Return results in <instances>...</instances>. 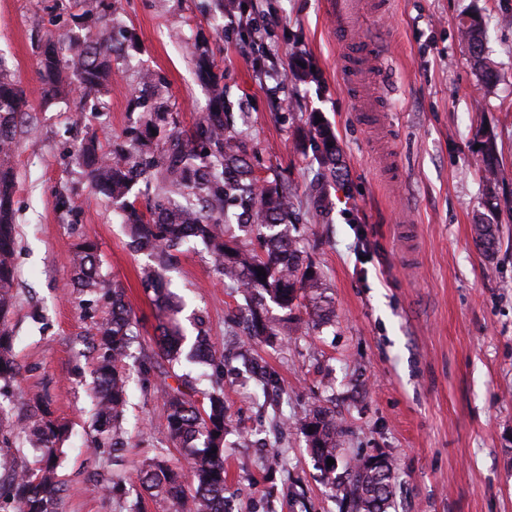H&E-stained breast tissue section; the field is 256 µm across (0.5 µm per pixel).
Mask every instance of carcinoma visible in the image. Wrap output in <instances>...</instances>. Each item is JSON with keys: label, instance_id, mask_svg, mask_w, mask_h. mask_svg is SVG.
I'll return each instance as SVG.
<instances>
[{"label": "carcinoma", "instance_id": "1", "mask_svg": "<svg viewBox=\"0 0 512 512\" xmlns=\"http://www.w3.org/2000/svg\"><path fill=\"white\" fill-rule=\"evenodd\" d=\"M78 5L85 35L59 33L50 37L38 70L44 96L52 97L69 87V73L84 100H93L91 106L78 110L75 124L80 125L87 111H100V97L118 72L113 62L138 44V36L130 29L126 42L112 43L110 0H78ZM469 18V27L461 24L459 30L464 40L478 45L483 41L482 20L473 14ZM192 54L198 77L210 85L212 96L208 112L191 129H180L162 90L165 77L147 71L140 76L134 99L136 107L142 109L139 122L113 137L106 148L95 134L83 137L74 148L75 160L91 190L115 206L131 245L150 253V263L142 267L141 283L155 295L157 355L173 366L184 360L196 363L202 357L213 363L218 360L199 318L194 323V342L184 348L187 336L179 320L181 307L164 288V273L173 251L191 241L204 246L223 280L247 294L241 313L249 338L279 335L278 327L266 316L268 301L287 310L304 307L315 324L330 321L334 314L320 274L303 263L296 248L293 231L299 218L291 194L276 185H261L243 158L242 146L230 135L223 77L213 50L195 45ZM26 98L20 82L0 65V379L15 371L8 317L16 304L14 264L19 235L11 157L14 128ZM309 132L315 160L335 172V135L314 116L309 120ZM481 162L486 182L496 183L495 151L482 153ZM233 220L239 230L254 235L257 247L230 244L226 225ZM474 231L476 244L486 253L494 251L497 240L492 226L479 222ZM71 264L75 271L73 287L93 302L111 303L109 317L92 327L98 373L94 398L100 431L93 446L113 448L118 445L128 403L126 364L133 358L139 321L125 303L123 288L103 272L93 241L84 239L76 245ZM260 269L266 275H258ZM242 366L267 395L277 394L275 381L257 372L251 360H243ZM159 387L165 399V430L187 453L192 487L186 486L182 468L162 454L152 459L141 483L151 495L166 501L170 512H214L212 502L224 498V437L229 426L224 397L215 390L197 403L187 398L180 384L174 387L162 380ZM301 426L322 462L338 460L342 429L331 411L319 407ZM10 433L17 447L38 448L41 454L34 465L14 470L6 480L0 478V509L57 512L60 487L55 451L68 438V430L52 421L42 401L35 398L30 414L12 426ZM393 479L394 467L388 459L371 467L363 460L348 468L344 498L352 504L353 512H388Z\"/></svg>", "mask_w": 512, "mask_h": 512}]
</instances>
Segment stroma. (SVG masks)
<instances>
[{
    "instance_id": "stroma-1",
    "label": "stroma",
    "mask_w": 512,
    "mask_h": 512,
    "mask_svg": "<svg viewBox=\"0 0 512 512\" xmlns=\"http://www.w3.org/2000/svg\"><path fill=\"white\" fill-rule=\"evenodd\" d=\"M325 0H252L245 15L218 14L215 0H117V16L140 40L131 66L113 78L103 118L87 126L118 135L138 121L131 78L164 74L183 128L206 112L210 93L195 72L192 43L220 45L236 133L265 184L288 188L300 214L299 247L327 285L335 315L294 328L304 308L269 305L284 328L274 342L248 340L236 289L214 272L203 249L181 250L170 272L186 311L205 319L224 356V500L230 512H342L340 482L356 460L395 464L389 512H512V0H379L366 38L384 43L383 103L363 112L337 71L342 42ZM72 0H0V63L28 91L15 129L14 200L20 244L17 305L9 316L16 379L5 387L14 418L44 397L71 435L58 447L59 512H166L149 492H111L140 482L158 449L182 461L162 427L164 399L130 362L129 443L120 459L90 450L96 435L89 389L96 368L90 321L71 286L70 256L95 241L139 321L141 354L153 357V292L143 288L144 252L134 250L112 205L96 196L70 157L74 96L44 101L38 61L49 34L75 30ZM478 14L485 54L498 81L482 85L458 33ZM312 78L282 82L298 59ZM317 114L336 136L341 175L313 159L307 119ZM492 142L498 196L485 211L479 147ZM68 198L73 213L57 205ZM496 228L493 254L473 226ZM410 233L401 236L399 224ZM254 358L278 380L264 396L239 371ZM333 411L345 436L335 473H324L298 422L314 406Z\"/></svg>"
}]
</instances>
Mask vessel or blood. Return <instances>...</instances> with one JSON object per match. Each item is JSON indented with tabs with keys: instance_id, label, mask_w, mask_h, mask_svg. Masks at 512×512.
<instances>
[{
	"instance_id": "b4317fda",
	"label": "vessel or blood",
	"mask_w": 512,
	"mask_h": 512,
	"mask_svg": "<svg viewBox=\"0 0 512 512\" xmlns=\"http://www.w3.org/2000/svg\"><path fill=\"white\" fill-rule=\"evenodd\" d=\"M327 7L337 31L357 46L355 52L342 57L340 76L348 88L357 90L362 111H371L379 87L369 82L367 75L378 67L380 46L363 41L361 24L372 13L374 4L372 0H329Z\"/></svg>"
}]
</instances>
